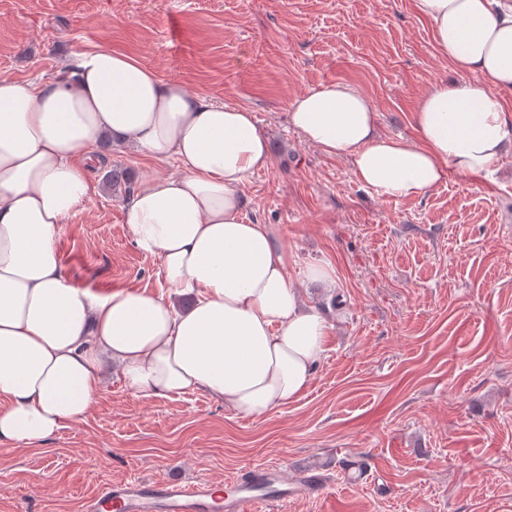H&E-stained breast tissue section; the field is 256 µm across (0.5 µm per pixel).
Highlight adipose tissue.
I'll return each instance as SVG.
<instances>
[{"instance_id":"ef3b65f1","label":"adipose tissue","mask_w":512,"mask_h":512,"mask_svg":"<svg viewBox=\"0 0 512 512\" xmlns=\"http://www.w3.org/2000/svg\"><path fill=\"white\" fill-rule=\"evenodd\" d=\"M439 52L477 85L436 81L417 99L418 143L382 135L374 105L340 82L298 94L289 124L346 160L362 186L396 200L449 172L478 177L512 144V0H416ZM111 138L176 161L141 174L125 206L136 246L160 261L164 291L74 287L55 237L90 193ZM272 164L253 112L190 94L107 48L74 80L0 79V445L46 440L97 402L105 364L137 398L201 391L251 418L297 401L332 330L288 277L279 228L249 224L240 188Z\"/></svg>"}]
</instances>
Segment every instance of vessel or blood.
I'll return each instance as SVG.
<instances>
[{
	"label": "vessel or blood",
	"mask_w": 512,
	"mask_h": 512,
	"mask_svg": "<svg viewBox=\"0 0 512 512\" xmlns=\"http://www.w3.org/2000/svg\"><path fill=\"white\" fill-rule=\"evenodd\" d=\"M272 476L269 469H251L231 497L207 480L191 484L139 479L109 483L84 502L83 512H261L270 499L259 489ZM321 485V474L309 469L299 473L293 485L282 486L278 499L283 502L294 493L314 491Z\"/></svg>",
	"instance_id": "b4317fda"
}]
</instances>
